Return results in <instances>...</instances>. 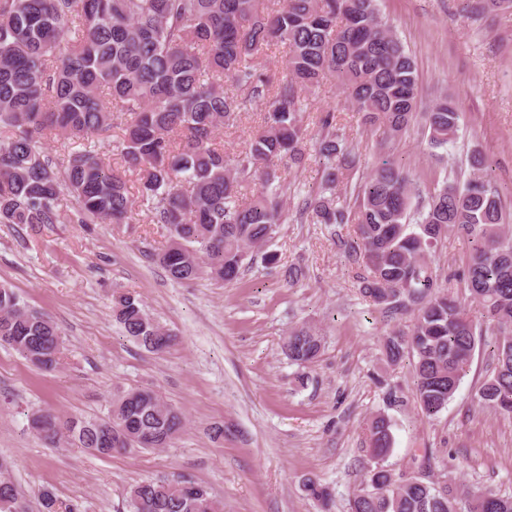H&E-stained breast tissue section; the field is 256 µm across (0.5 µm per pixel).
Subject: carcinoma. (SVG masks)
Returning a JSON list of instances; mask_svg holds the SVG:
<instances>
[{
	"mask_svg": "<svg viewBox=\"0 0 512 512\" xmlns=\"http://www.w3.org/2000/svg\"><path fill=\"white\" fill-rule=\"evenodd\" d=\"M275 43L287 45L288 59L273 79L255 59ZM328 76L386 138L402 134L416 114L413 60L376 0H283L278 9L266 0H0V224H58L65 196L75 202L77 223L120 224L141 200L168 230V245L151 259L172 281L233 282L285 221L283 201L266 188L278 163H304L302 93ZM228 81L242 94L228 90ZM257 103L265 105L263 125L244 150L224 154L218 132ZM460 120L455 102L438 100L426 113L429 145L454 142ZM116 124L122 138L109 166L96 141ZM50 138L79 149L59 160L45 151ZM317 152L321 192L302 212L314 224H347L336 185L356 168V155L334 133L319 138ZM484 167L474 151L467 181L446 175L423 198L383 157L357 194L348 258L362 296L393 324L383 354L393 366L412 367L414 399L426 418L446 409L482 345L494 367L478 402L512 414V234ZM253 180L264 190L247 198L242 188ZM450 233L470 245L462 280L485 332L448 294L432 259ZM408 315L404 330L397 321ZM112 317L151 352L175 340L132 294L113 296ZM0 344L44 371L57 368L65 349L57 323L3 286ZM283 349L306 366L321 355L323 336L301 326L284 337ZM30 426L51 443L64 428L71 444L106 457L171 447L183 416L154 390L134 388L112 400L105 418L41 412ZM392 428L382 412L364 424L363 451L377 465L392 452ZM128 501L131 512H224L202 486L190 495L180 481L136 482ZM350 512H512V497L464 498L447 482L397 483L384 475L373 492L350 500Z\"/></svg>",
	"mask_w": 512,
	"mask_h": 512,
	"instance_id": "cac0c4a2",
	"label": "carcinoma"
}]
</instances>
